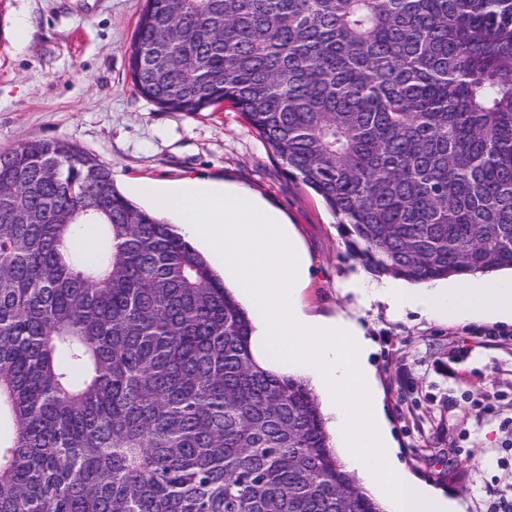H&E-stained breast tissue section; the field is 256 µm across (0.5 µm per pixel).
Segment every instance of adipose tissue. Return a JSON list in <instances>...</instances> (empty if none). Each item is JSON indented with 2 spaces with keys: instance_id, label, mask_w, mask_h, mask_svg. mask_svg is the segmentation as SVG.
I'll return each mask as SVG.
<instances>
[{
  "instance_id": "obj_1",
  "label": "adipose tissue",
  "mask_w": 512,
  "mask_h": 512,
  "mask_svg": "<svg viewBox=\"0 0 512 512\" xmlns=\"http://www.w3.org/2000/svg\"><path fill=\"white\" fill-rule=\"evenodd\" d=\"M169 211L180 234L222 266L251 320V348L265 367L309 378L324 398L329 430L346 469L364 478L388 512H458V504L418 480L399 461L370 362L374 351L358 319L307 315L297 303L309 260L280 214L250 190L184 181L139 184ZM362 305L376 300L394 315L512 324V273L474 274L410 285L360 274L344 286Z\"/></svg>"
}]
</instances>
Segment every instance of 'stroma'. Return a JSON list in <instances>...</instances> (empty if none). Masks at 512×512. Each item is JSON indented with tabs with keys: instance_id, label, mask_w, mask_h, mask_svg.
<instances>
[{
	"instance_id": "35a3bbf8",
	"label": "stroma",
	"mask_w": 512,
	"mask_h": 512,
	"mask_svg": "<svg viewBox=\"0 0 512 512\" xmlns=\"http://www.w3.org/2000/svg\"><path fill=\"white\" fill-rule=\"evenodd\" d=\"M145 0H0V150L65 139L134 182L216 181L279 210L309 255L306 313L357 317L398 456L463 512H512V324L441 323L361 307L342 286L362 269L335 217L289 180L236 112H166L140 98L128 49ZM28 43L17 51L16 21Z\"/></svg>"
}]
</instances>
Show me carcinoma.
Segmentation results:
<instances>
[{"label":"carcinoma","mask_w":512,"mask_h":512,"mask_svg":"<svg viewBox=\"0 0 512 512\" xmlns=\"http://www.w3.org/2000/svg\"><path fill=\"white\" fill-rule=\"evenodd\" d=\"M129 69L166 112L240 113L375 274L512 269V0H145ZM249 336L109 165L0 150V512H386Z\"/></svg>","instance_id":"obj_1"}]
</instances>
